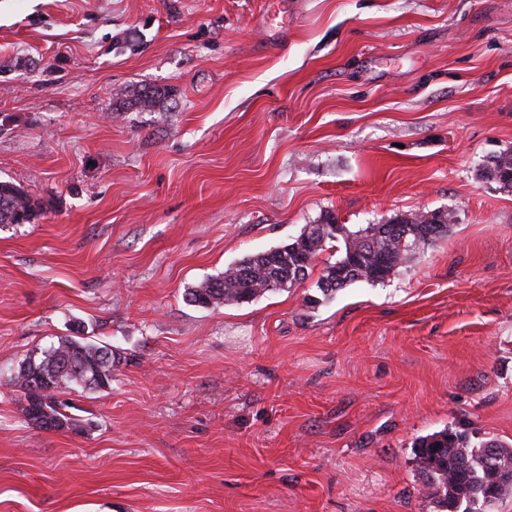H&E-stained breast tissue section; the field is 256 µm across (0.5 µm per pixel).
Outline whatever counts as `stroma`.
Listing matches in <instances>:
<instances>
[{
  "label": "stroma",
  "mask_w": 512,
  "mask_h": 512,
  "mask_svg": "<svg viewBox=\"0 0 512 512\" xmlns=\"http://www.w3.org/2000/svg\"><path fill=\"white\" fill-rule=\"evenodd\" d=\"M170 87L155 108L127 92ZM512 0H0V512H437L414 455L512 446ZM452 211L382 284L340 256L252 301L188 288L333 215ZM81 334L112 387L28 424L14 376ZM492 169L495 173L494 181L503 187L512 188V151L495 156L483 169L482 176L487 177V170ZM42 206L20 185L0 180V225L28 224L38 215Z\"/></svg>",
  "instance_id": "35a3bbf8"
}]
</instances>
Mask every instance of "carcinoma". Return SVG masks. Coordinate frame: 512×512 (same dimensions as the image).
Listing matches in <instances>:
<instances>
[{
  "label": "carcinoma",
  "instance_id": "obj_1",
  "mask_svg": "<svg viewBox=\"0 0 512 512\" xmlns=\"http://www.w3.org/2000/svg\"><path fill=\"white\" fill-rule=\"evenodd\" d=\"M495 181L512 188V151L494 157L486 166ZM42 206L20 185L0 180V225L29 224ZM448 212L397 215L383 224L350 231L327 215L319 224L305 225L292 241L249 255L189 289L186 300L201 308L249 302L303 281L315 266L323 244L343 238L341 256L324 267L318 288L325 296L355 283H380L435 241L448 234ZM112 346L87 336H70L26 358L15 375L24 392L26 420L48 430L83 431L68 413L59 393L107 390L112 387ZM416 457L428 496L438 512H488L487 500L512 495V448L490 439L471 444L463 432L443 430L422 438Z\"/></svg>",
  "mask_w": 512,
  "mask_h": 512
}]
</instances>
